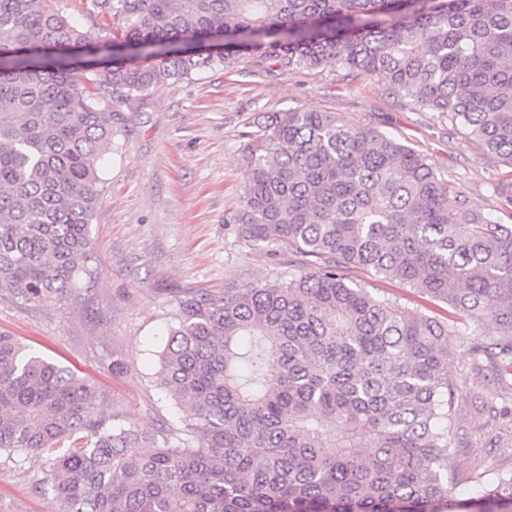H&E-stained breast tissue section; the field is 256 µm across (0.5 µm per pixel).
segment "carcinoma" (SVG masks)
Segmentation results:
<instances>
[{
	"label": "carcinoma",
	"mask_w": 512,
	"mask_h": 512,
	"mask_svg": "<svg viewBox=\"0 0 512 512\" xmlns=\"http://www.w3.org/2000/svg\"><path fill=\"white\" fill-rule=\"evenodd\" d=\"M0 0V300H75L93 282L98 162L153 85L252 55L335 61L460 124L499 160L512 210V0ZM232 215L299 269L188 291L158 380L184 436L117 425L96 388L0 332V453H47L58 512H512V473L448 486L457 317L512 364V224L470 206L414 147L336 112H268ZM456 206L448 208L449 194ZM362 268L448 306L410 313L348 283ZM151 450L143 451L144 444ZM64 3L68 4V13L76 25L84 31H88L95 38H100L105 35V33L99 29L97 25L98 22L85 13V10L82 8L83 0H67L64 1Z\"/></svg>",
	"instance_id": "cac0c4a2"
}]
</instances>
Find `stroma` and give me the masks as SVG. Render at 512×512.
I'll use <instances>...</instances> for the list:
<instances>
[{
	"instance_id": "stroma-1",
	"label": "stroma",
	"mask_w": 512,
	"mask_h": 512,
	"mask_svg": "<svg viewBox=\"0 0 512 512\" xmlns=\"http://www.w3.org/2000/svg\"><path fill=\"white\" fill-rule=\"evenodd\" d=\"M326 111L409 140L472 207L500 224L492 186L497 160L466 139L461 126L389 94L376 78L348 77L335 62L282 71L245 57L232 69L206 66L190 78L158 84L125 111L122 128L99 161L101 204L91 224L94 284L81 302L31 306L0 300V332L92 381L113 420L157 437L183 423L157 381L158 352L186 290L220 292L262 283L289 269V254L254 248L230 218L245 180L241 149L267 112ZM351 285L398 300L412 312L445 319L448 308L396 281L361 269ZM448 339V375L456 388L448 479L457 496L512 470V370L475 365L469 334L496 339L487 321H460ZM120 360L122 369L112 367ZM49 456L17 451L0 457V512H57L36 486Z\"/></svg>"
}]
</instances>
